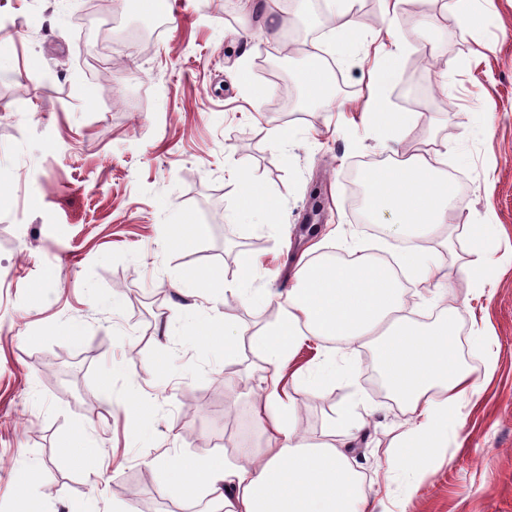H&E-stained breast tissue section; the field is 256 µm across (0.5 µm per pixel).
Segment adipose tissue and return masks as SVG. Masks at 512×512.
Returning a JSON list of instances; mask_svg holds the SVG:
<instances>
[{
    "instance_id": "obj_1",
    "label": "adipose tissue",
    "mask_w": 512,
    "mask_h": 512,
    "mask_svg": "<svg viewBox=\"0 0 512 512\" xmlns=\"http://www.w3.org/2000/svg\"><path fill=\"white\" fill-rule=\"evenodd\" d=\"M396 74L392 57H385L365 107L392 130L406 123L384 105L382 92ZM437 163L435 154L425 152L370 171L371 211H390L403 225L433 231L445 226L452 187ZM295 280L280 304V322L259 334L267 363L260 402L268 421L266 448L241 449L236 462L214 456L163 463L169 485L183 497L208 491L211 512H372L348 448L303 442L290 406L278 395L280 366L303 339L338 337L372 345L389 389L411 416L398 449L410 469L440 448L449 413L477 389L469 373L449 359L455 316L428 327L402 318L405 293L389 266L363 254L348 261H307Z\"/></svg>"
}]
</instances>
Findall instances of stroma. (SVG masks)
Returning <instances> with one entry per match:
<instances>
[{
	"label": "stroma",
	"instance_id": "obj_1",
	"mask_svg": "<svg viewBox=\"0 0 512 512\" xmlns=\"http://www.w3.org/2000/svg\"><path fill=\"white\" fill-rule=\"evenodd\" d=\"M84 5L0 0V512H19L27 490L40 512H116L132 499L136 512H185L152 460L233 462L242 445L265 447L254 333L268 324L267 296L296 285L311 190L325 211L317 258L397 260L409 235L390 212L352 208L347 182L430 148L451 173L453 223L470 234L427 243L430 262L453 273L446 285L401 271L405 314L419 324L458 313L452 358L477 391L449 415L435 456L406 471L395 447L409 416L378 384L371 347L330 338L295 378L321 363L341 375L294 391L293 421L314 441L353 403L372 408L352 457L374 512H512V0H472L473 27L456 0H402L394 17L384 0H356L349 30L336 0H282L294 21L275 40L264 12L222 0H176L153 16L112 0L81 28ZM391 26L403 49L383 98L407 118L395 132L362 110ZM311 47L346 90L294 102L279 120L274 106ZM275 129L287 138L274 141ZM245 175L272 197L270 214L236 213ZM185 224L208 232L172 244ZM475 250L483 285L456 273ZM244 253L246 287L263 302L225 307L220 282L176 292L193 270L234 278ZM133 288L164 298L137 309ZM211 321L239 336L232 356L199 340ZM134 391L150 402L136 419Z\"/></svg>",
	"mask_w": 512,
	"mask_h": 512
}]
</instances>
